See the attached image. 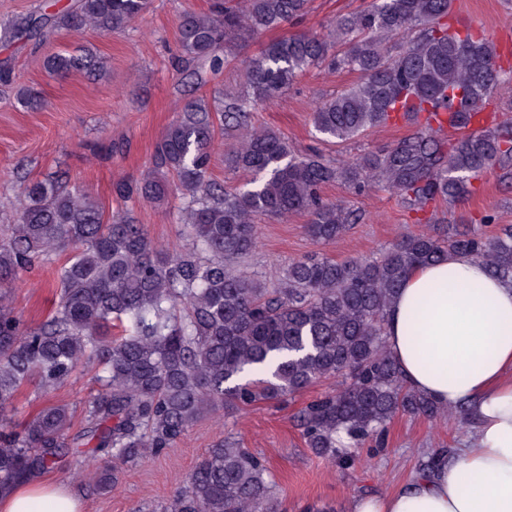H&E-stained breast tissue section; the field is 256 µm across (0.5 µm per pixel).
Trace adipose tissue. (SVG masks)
Instances as JSON below:
<instances>
[{
  "label": "adipose tissue",
  "instance_id": "ef3b65f1",
  "mask_svg": "<svg viewBox=\"0 0 512 512\" xmlns=\"http://www.w3.org/2000/svg\"><path fill=\"white\" fill-rule=\"evenodd\" d=\"M386 343L406 385L475 422L453 457L351 512H512V284L456 253L408 273L388 311ZM64 485L26 483L0 512H81Z\"/></svg>",
  "mask_w": 512,
  "mask_h": 512
}]
</instances>
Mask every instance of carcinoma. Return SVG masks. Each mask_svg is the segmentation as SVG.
I'll return each instance as SVG.
<instances>
[{
    "label": "carcinoma",
    "instance_id": "1",
    "mask_svg": "<svg viewBox=\"0 0 512 512\" xmlns=\"http://www.w3.org/2000/svg\"><path fill=\"white\" fill-rule=\"evenodd\" d=\"M451 0H372L336 18L326 34H297L269 42L249 66L250 93L213 104L188 103L165 129L152 169L113 184L122 199L161 202L173 175L181 191L177 220L186 247L169 252L148 236L134 212L109 218L98 200L68 177L20 182L18 205L0 227V493L62 466L72 455L101 461L99 487L119 470L173 447L207 411L228 400L245 407L283 400L315 381L339 388L308 403L298 416L307 447L341 467L351 449L384 445L386 425L400 412L445 413L405 385L386 347L390 305L413 269L455 252L483 261L512 284V225L491 236L435 224L437 204L464 199L472 180L491 169L512 175V123L485 113L502 68L489 40L468 28L449 31ZM307 0H217L210 13L183 14L182 62L216 76L221 47L231 37L273 30L306 10ZM150 7V0H76L58 15L29 14L0 22V34L47 39L64 30L108 34ZM321 64L355 72L356 84L315 107L319 133L346 141L393 120L399 104L419 100L428 110L455 109L458 136L448 142L428 122L394 147L340 164L298 154L280 134L250 125V112L287 90L306 68ZM54 73L100 72L91 50L46 57ZM238 133L234 169L252 175L251 188L231 189L212 178L217 131ZM375 184L396 193L416 223L432 230L397 240L373 258L337 261L315 252L291 263L268 288L225 261L256 248L258 217H309L308 234L331 244L362 215L324 201L322 186ZM73 249L56 271L59 304L36 327L16 315L8 289L22 274ZM97 362V392L85 408L86 426L70 434L66 405H49L19 430L3 411L34 380L49 394L82 362ZM254 374L256 378L246 379ZM160 512H277L265 461L236 440L213 445L186 488Z\"/></svg>",
    "mask_w": 512,
    "mask_h": 512
}]
</instances>
